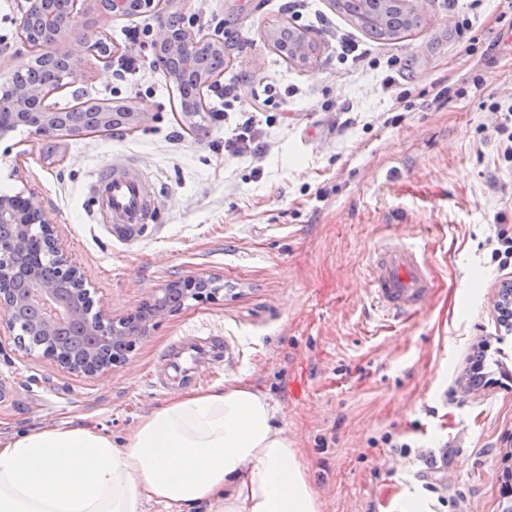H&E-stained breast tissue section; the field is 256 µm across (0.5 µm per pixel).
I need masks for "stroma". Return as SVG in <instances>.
<instances>
[{
  "label": "stroma",
  "instance_id": "35a3bbf8",
  "mask_svg": "<svg viewBox=\"0 0 512 512\" xmlns=\"http://www.w3.org/2000/svg\"><path fill=\"white\" fill-rule=\"evenodd\" d=\"M78 6V25L51 51L81 54L84 66L52 103L112 99L139 117L52 154L30 128L9 131L0 192L38 203L104 320L136 314L179 280L209 278L218 292L151 322L124 361L90 376L0 337V433L73 420L123 442L167 401L148 374L170 339L218 334L237 360L205 385L237 379L267 394L323 512H397L406 500L418 512H512V381L492 367L480 387L466 379L478 352L512 361L496 310L512 265L492 258L498 231L512 233V159L492 109L512 102V0H426L419 29L391 42L330 0H310L298 21L289 0H169L188 30L223 39L218 81L241 104L266 81L290 95L288 113L260 114L259 154L239 157L224 152L239 114L223 95L205 91V117L188 130L151 47L130 43L129 30L156 16ZM27 7L0 0V77L31 62L19 38ZM274 23L309 33L310 65L278 56L264 37ZM334 28L367 56L337 59ZM101 36L119 48L108 65L93 50ZM110 161L136 164L156 193L138 240L111 236L88 209L85 184ZM392 238L424 251L438 285L406 320L384 317L370 294L373 252ZM421 449L448 455L440 493L416 478Z\"/></svg>",
  "mask_w": 512,
  "mask_h": 512
}]
</instances>
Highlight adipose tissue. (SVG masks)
<instances>
[{"instance_id": "adipose-tissue-1", "label": "adipose tissue", "mask_w": 512, "mask_h": 512, "mask_svg": "<svg viewBox=\"0 0 512 512\" xmlns=\"http://www.w3.org/2000/svg\"><path fill=\"white\" fill-rule=\"evenodd\" d=\"M252 385L192 389L124 444L72 421L0 435V512H322L308 465Z\"/></svg>"}]
</instances>
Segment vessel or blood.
<instances>
[{"mask_svg":"<svg viewBox=\"0 0 512 512\" xmlns=\"http://www.w3.org/2000/svg\"><path fill=\"white\" fill-rule=\"evenodd\" d=\"M88 195L117 237L139 234L153 214L152 199L137 173L116 163L102 166L88 186ZM435 288L423 251L414 244L392 241L372 258L371 292L375 304L392 317L421 311ZM236 347L223 336H178L165 347L151 373V383L166 394L199 384L198 371L208 365H231Z\"/></svg>","mask_w":512,"mask_h":512,"instance_id":"b4317fda","label":"vessel or blood"}]
</instances>
